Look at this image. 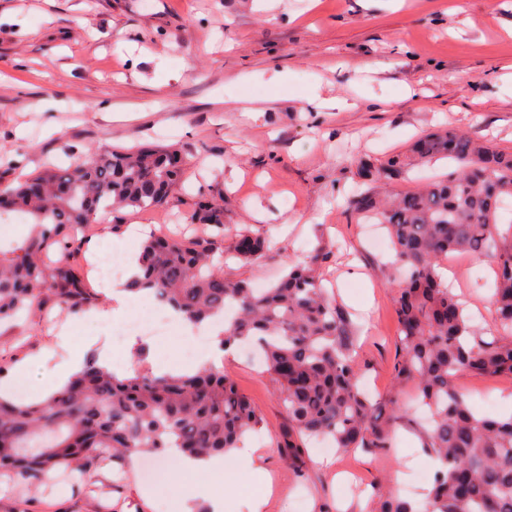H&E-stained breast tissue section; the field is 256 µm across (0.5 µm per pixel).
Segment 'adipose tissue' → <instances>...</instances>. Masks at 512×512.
<instances>
[{
	"label": "adipose tissue",
	"instance_id": "obj_1",
	"mask_svg": "<svg viewBox=\"0 0 512 512\" xmlns=\"http://www.w3.org/2000/svg\"><path fill=\"white\" fill-rule=\"evenodd\" d=\"M84 354V346L73 344L68 336H58L56 341L42 347L36 358H23L16 364L11 376L0 379V398L15 399L17 383L26 377L31 363L37 361L44 365L45 372L43 385L36 391L35 398L39 401L45 400L80 371L84 363ZM174 459L180 469L196 474L215 473L223 470L228 464L248 469L260 487L259 494L252 501L251 512H263L267 502L266 495L272 486V478L260 457L246 451H235L227 460L193 458L179 453L175 454Z\"/></svg>",
	"mask_w": 512,
	"mask_h": 512
}]
</instances>
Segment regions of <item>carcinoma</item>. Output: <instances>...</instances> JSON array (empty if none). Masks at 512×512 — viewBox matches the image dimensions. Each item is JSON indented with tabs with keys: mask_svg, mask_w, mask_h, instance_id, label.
Here are the masks:
<instances>
[{
	"mask_svg": "<svg viewBox=\"0 0 512 512\" xmlns=\"http://www.w3.org/2000/svg\"><path fill=\"white\" fill-rule=\"evenodd\" d=\"M447 157L448 176L404 193L380 195L373 184L404 175L416 164ZM190 159L174 147L105 148L64 166H47L20 180L0 182V216L32 219L25 238L0 249V323L34 321L58 306L82 315L99 304L76 263L85 231L103 208L164 206L182 184ZM349 208L357 220L382 224L401 280L388 279L400 358L394 378L411 384L428 417L418 427L421 448L435 461L421 501L381 498L373 512H512V416L479 415L457 385L459 374L512 377V339L478 332L464 304L441 278L453 256L494 263L492 310L512 336V220L499 210L512 197V153L493 149L460 130H436L406 153L376 168L361 167ZM211 233L188 240L155 232L143 243L139 271L127 289L145 293L200 325L235 310L224 322L221 349L253 342L263 352L286 422L277 441L284 459L303 463L305 440L328 437L339 449L392 447L406 418L397 401L373 399L360 387L353 357L357 330L321 283L328 252L311 251L268 288L224 271L223 199L200 197L189 213ZM235 256L256 261L267 249L261 234H235ZM263 424L249 398L222 369L157 375L137 370L124 379L85 361L80 373L41 403L0 400V470L30 487L65 466L86 473L106 455L223 456Z\"/></svg>",
	"mask_w": 512,
	"mask_h": 512,
	"instance_id": "carcinoma-1",
	"label": "carcinoma"
}]
</instances>
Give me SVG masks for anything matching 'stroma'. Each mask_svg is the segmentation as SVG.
<instances>
[{"label": "stroma", "instance_id": "35a3bbf8", "mask_svg": "<svg viewBox=\"0 0 512 512\" xmlns=\"http://www.w3.org/2000/svg\"><path fill=\"white\" fill-rule=\"evenodd\" d=\"M511 63L512 0H0V145L20 161L1 167L0 177L105 147L176 146L193 165L166 205L108 215L111 241L90 231L82 254L89 287L107 292L98 251L139 252L140 240L126 238L124 226L190 238L201 230L188 219L199 194L223 197L225 251L244 226L272 243L256 262L230 260L233 273L264 288L281 277L285 259L324 247L321 277L357 328L364 383L412 407L413 390L394 380L396 316L385 286L392 253L370 246L386 231L356 223L347 201L362 162L383 165L428 131L461 129L512 151ZM276 91L282 98L274 102ZM315 93L346 106L305 110ZM243 106L257 107L255 118L242 117ZM451 269L457 294L493 332L491 260L459 259ZM179 327L177 335L135 343L181 362L197 330ZM62 330L76 342L98 338L91 354L104 345L113 361L138 366L132 349L103 336L95 321L57 309L33 325H0V350L33 357ZM221 364L263 417L246 445L260 450L274 477L264 512H371L380 498L419 499L428 489L435 462L407 426L387 450L313 443L301 465L291 464L276 447L286 414L260 355L240 345ZM457 384L479 412L504 415L512 378L463 373ZM165 473L152 484L137 457L123 466L105 458L82 478L61 468L32 489L1 471L0 512H23L32 498L51 512H157L186 491L193 512H208L214 495L229 500L230 512H250L256 487L245 470L201 478L169 466Z\"/></svg>", "mask_w": 512, "mask_h": 512}]
</instances>
